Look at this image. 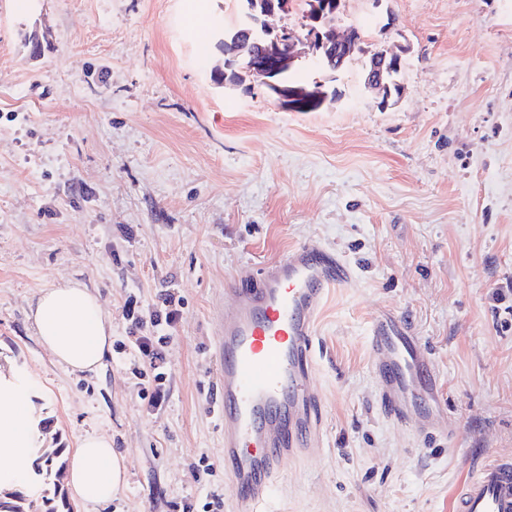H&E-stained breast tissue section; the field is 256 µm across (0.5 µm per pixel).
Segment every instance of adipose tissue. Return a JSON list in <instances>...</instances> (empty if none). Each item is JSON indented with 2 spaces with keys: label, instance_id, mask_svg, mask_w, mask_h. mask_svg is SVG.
I'll list each match as a JSON object with an SVG mask.
<instances>
[{
  "label": "adipose tissue",
  "instance_id": "1",
  "mask_svg": "<svg viewBox=\"0 0 512 512\" xmlns=\"http://www.w3.org/2000/svg\"><path fill=\"white\" fill-rule=\"evenodd\" d=\"M38 343L74 372H96L112 349V319L86 284L66 281L39 293L29 306ZM36 408L19 385L0 376V457L20 476L33 463L39 433ZM126 468L105 435L82 437L69 454L66 486L72 498L105 505L117 497Z\"/></svg>",
  "mask_w": 512,
  "mask_h": 512
}]
</instances>
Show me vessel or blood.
I'll return each instance as SVG.
<instances>
[{
	"label": "vessel or blood",
	"mask_w": 512,
	"mask_h": 512,
	"mask_svg": "<svg viewBox=\"0 0 512 512\" xmlns=\"http://www.w3.org/2000/svg\"><path fill=\"white\" fill-rule=\"evenodd\" d=\"M353 273L316 241L293 247L255 288L228 282L235 298L220 322L224 472L234 512H257L284 461L316 452L317 397L310 388L315 323L330 288ZM378 403L392 421L421 433L454 434L434 389V366L392 313L371 325ZM456 512H512V458L483 463L457 495Z\"/></svg>",
	"instance_id": "1"
}]
</instances>
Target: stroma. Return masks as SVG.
Wrapping results in <instances>:
<instances>
[{
  "label": "stroma",
  "instance_id": "1",
  "mask_svg": "<svg viewBox=\"0 0 512 512\" xmlns=\"http://www.w3.org/2000/svg\"><path fill=\"white\" fill-rule=\"evenodd\" d=\"M193 11L0 0V373L50 419L37 446L95 432L124 456L123 493L73 512H231L225 284L255 287L314 240L355 279L316 320L319 450L283 464L261 512H455L478 462L512 457V0H345L343 27L369 47H411L386 111L359 55L310 112L257 83L225 89L217 28L236 23V0H209L199 34ZM63 278L112 315L99 372L66 370L35 337L29 305ZM168 296L151 366L134 342ZM383 311L431 354L455 435L383 417L369 348Z\"/></svg>",
  "mask_w": 512,
  "mask_h": 512
}]
</instances>
